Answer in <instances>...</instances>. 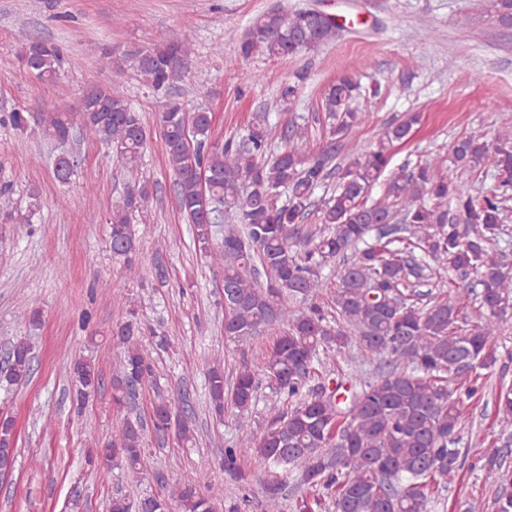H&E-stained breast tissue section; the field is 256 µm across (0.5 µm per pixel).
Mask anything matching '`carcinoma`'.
I'll return each mask as SVG.
<instances>
[{
    "instance_id": "1",
    "label": "carcinoma",
    "mask_w": 512,
    "mask_h": 512,
    "mask_svg": "<svg viewBox=\"0 0 512 512\" xmlns=\"http://www.w3.org/2000/svg\"><path fill=\"white\" fill-rule=\"evenodd\" d=\"M490 18L512 27V0H487ZM331 18L303 9L272 8L258 15L242 37L236 61L249 62L314 53L336 38ZM134 66L155 91L166 90L178 78L176 65L204 60L187 40L163 42L127 52ZM24 73L42 82L58 80L63 61L60 48L40 39L29 40L20 52ZM359 89L344 73L323 93L321 111L332 121L330 135L345 136L364 121L350 107ZM78 106L32 114L24 107L0 113V126L24 134L36 126L44 139L64 144L75 132L108 146L112 161L130 177L128 190L112 207V253L132 265L135 252L130 225L133 213L144 209L151 193L137 180L149 130L121 85L89 86ZM184 104L170 99L156 116L175 177L180 210L192 224L194 243L223 270L224 294L231 302L224 315V336L246 343L260 332H276L263 359L268 388L288 401L255 437L248 414L259 389V378L243 365L233 384L224 369L206 372L210 403L216 413L228 400L237 409V440L224 449V465L201 490L186 476L164 492H146L131 502L112 497L109 512H216L224 498V474L239 476L237 458L254 456L262 465L283 466L298 474L307 494L295 512H315L325 498L332 512H428L435 487L453 482L461 465L458 431L467 406L477 395V370L496 363L491 338L512 320V272L504 255L490 243L505 233L506 202L512 199V130L505 127L490 143L471 134L452 149L454 164L474 170L490 160L498 185L473 193L444 174L448 157L436 154L410 172L388 178L381 198L369 200L389 163V147L406 139L417 115L385 132L375 150L358 157L340 174L339 184L320 208L319 226L304 229L312 214V196L325 185L332 160L328 149L306 150L308 125L293 124L278 133L259 116L238 138L215 134L213 115L193 111L185 124ZM76 161L56 157L54 177L67 183ZM207 176L208 213L200 207L197 174ZM273 190L288 191V205L269 201ZM27 212L12 214V202L0 190V210L19 224L32 223L39 194H29ZM378 233V244L366 239ZM365 247H360V244ZM342 265L334 292L336 326L323 310L306 302L326 287L321 266ZM435 267L464 276H479L480 318L463 314L461 289L448 295L419 289ZM139 323L129 319L112 329L118 348L112 362V402L121 408L154 376V365L143 347ZM355 343L361 357L386 367L375 380H360L346 388L323 377L309 386L320 352L336 353ZM34 371L29 339L10 344L0 381L20 385ZM73 404L80 410L102 383L92 361L78 359L72 368ZM495 420L501 446L486 451L485 466L497 469L502 490L496 512H512V470L506 464L512 446V386L495 396ZM150 422L159 439L174 437L183 445L195 441L192 410L157 398ZM14 421L0 417V468L16 463ZM145 426L123 417L111 439L94 449L137 478L144 472ZM280 488H265L264 512H282Z\"/></svg>"
}]
</instances>
